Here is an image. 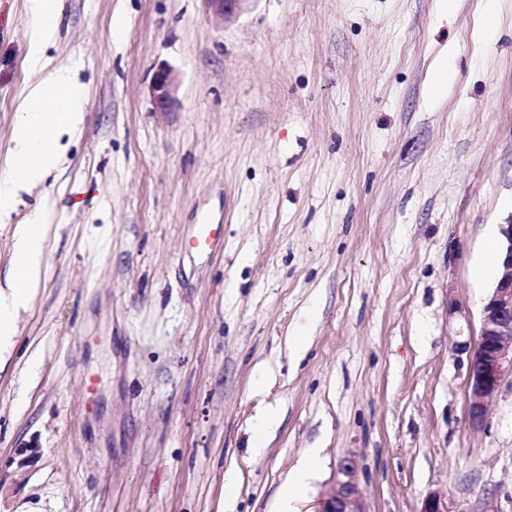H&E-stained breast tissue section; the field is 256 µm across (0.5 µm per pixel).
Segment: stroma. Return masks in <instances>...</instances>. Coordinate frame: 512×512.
Returning a JSON list of instances; mask_svg holds the SVG:
<instances>
[{"instance_id": "stroma-1", "label": "stroma", "mask_w": 512, "mask_h": 512, "mask_svg": "<svg viewBox=\"0 0 512 512\" xmlns=\"http://www.w3.org/2000/svg\"><path fill=\"white\" fill-rule=\"evenodd\" d=\"M30 3L0 0V177L44 77ZM45 55L88 102L0 211V289L18 224L50 226L0 346V512H277L312 457L317 506L350 457L367 512H512V374L472 425L456 352L512 217V0H59ZM152 93L156 112H176L179 106L177 81L171 69L163 67L154 74ZM185 252L204 257L224 248V227L212 212L196 210L195 223L190 224L184 238Z\"/></svg>"}]
</instances>
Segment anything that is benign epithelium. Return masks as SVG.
<instances>
[{"instance_id":"obj_1","label":"benign epithelium","mask_w":512,"mask_h":512,"mask_svg":"<svg viewBox=\"0 0 512 512\" xmlns=\"http://www.w3.org/2000/svg\"><path fill=\"white\" fill-rule=\"evenodd\" d=\"M203 2L209 12L225 20L239 13L248 0ZM152 93L155 111L166 114L177 110V81L171 69L163 67L154 74ZM499 234L503 274L484 299L478 339L457 346V351L466 355L469 419L476 425L484 421L487 405L497 394L503 373L512 370V218L499 225ZM355 472L353 459L345 458L339 463L335 491L322 503V512H366L356 490ZM421 512L454 510L449 497L431 493Z\"/></svg>"}]
</instances>
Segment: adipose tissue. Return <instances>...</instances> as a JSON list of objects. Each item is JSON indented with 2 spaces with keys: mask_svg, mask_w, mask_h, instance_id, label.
Here are the masks:
<instances>
[{
  "mask_svg": "<svg viewBox=\"0 0 512 512\" xmlns=\"http://www.w3.org/2000/svg\"><path fill=\"white\" fill-rule=\"evenodd\" d=\"M33 23L29 64L44 71L42 81L29 87L19 104L13 128L12 164L0 178V208L10 206L20 186L39 184L58 160V137L80 120L87 102L83 84L65 68L50 67L44 46L52 38L58 18L57 0H32ZM48 231L41 212L31 213L16 229L17 265L10 271L9 294L0 293V343L12 334L9 315L27 301L39 283V262Z\"/></svg>",
  "mask_w": 512,
  "mask_h": 512,
  "instance_id": "obj_1",
  "label": "adipose tissue"
}]
</instances>
